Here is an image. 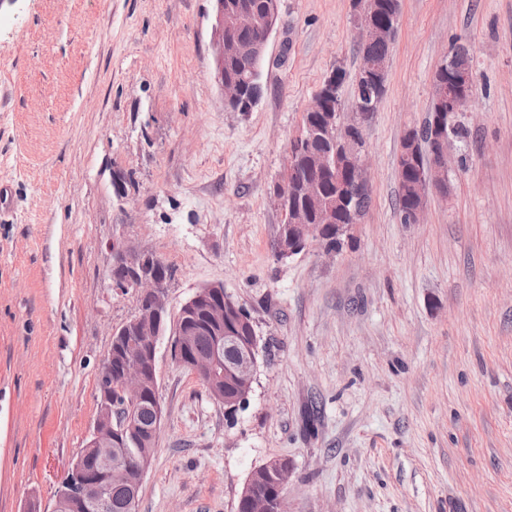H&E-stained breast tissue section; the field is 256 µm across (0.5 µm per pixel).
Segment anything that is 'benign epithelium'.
<instances>
[{
    "instance_id": "benign-epithelium-1",
    "label": "benign epithelium",
    "mask_w": 512,
    "mask_h": 512,
    "mask_svg": "<svg viewBox=\"0 0 512 512\" xmlns=\"http://www.w3.org/2000/svg\"><path fill=\"white\" fill-rule=\"evenodd\" d=\"M216 75L224 93V106L233 112H249L254 104L246 101L243 81H252L257 68L267 54L270 37L279 20V0H268L266 14L257 19L245 8L227 12L224 0H214ZM353 22L359 35L358 54L360 66L357 79H371L376 87L384 85L389 59L377 58L365 54V48L373 42L391 44L397 18L379 21L375 6L371 0H352ZM260 28L262 34L251 42H243L237 33L248 29ZM239 59L246 62L244 79L224 80V61ZM475 74L472 69L459 67L454 56H447L439 66V75L434 78L432 88V110L429 121L419 129H408L401 140L400 157L417 167V176L411 182L413 206L403 215L405 224L422 223L429 191L433 190L441 197L448 196V173L452 168L458 150V140L454 134L457 124L471 114V103L475 87ZM334 84L319 90L305 108V112H319L322 119L319 126H307L308 138L320 136L336 143V134H341V145L346 160L338 162L325 155L316 161V174L304 177L299 174L297 165L290 161L281 179L270 192V204L279 212L287 215V224L282 230L279 252L282 258H291L312 246L319 245L323 224H311L305 214L287 205V196L294 192L314 202L320 199L323 180L329 179L336 184V197L347 202L352 197L365 196L370 188L368 165V147L363 133L367 119L376 111L379 97L370 102H353V112L342 111L341 99L331 102ZM114 263L127 266L135 261H158V258L145 253L133 243L112 242ZM138 294L150 299V307L144 310L145 316H159L168 309V296L153 277L142 276L134 284ZM209 298L206 311V326L218 336V345L227 346L234 351L233 358L223 362L221 356L190 363L192 372L210 384L229 377L235 390L218 397L224 402V413L232 416L243 407L252 391L258 370L259 340L257 336H229L224 334V326H239L247 322L242 306L230 297L224 296V286L212 284L197 290L182 305V313L188 321L176 332L175 346L185 347L190 338L197 335L200 327L189 322L200 299ZM147 347L128 357L120 373V383L127 402L135 404L144 394V389L157 386V376L152 373L156 366V339L160 333L151 330ZM116 406L112 403V386L102 388L97 398V415L93 428L87 437L86 447L112 448V433ZM270 476L272 489L261 491L248 477L239 499L248 503V512H288V504L283 488L288 482L292 464L284 458H274L261 465ZM147 466L131 474L127 471L118 475L112 472V457L99 455L100 476L88 477L74 485L57 492L53 512H110L112 484L130 489L129 512H136L137 495Z\"/></svg>"
}]
</instances>
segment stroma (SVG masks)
<instances>
[{"mask_svg": "<svg viewBox=\"0 0 512 512\" xmlns=\"http://www.w3.org/2000/svg\"><path fill=\"white\" fill-rule=\"evenodd\" d=\"M214 22L213 0H0V512H52L84 449L136 306L109 286L121 235L172 268L170 315L220 283L263 346L230 421L159 340L137 512H235L273 458L293 465L288 512H512V0H400L364 128L370 206L337 253L290 261L268 196L333 69L352 100V0H280L249 112L224 106ZM456 44L477 76L469 135L447 197L405 224L401 139Z\"/></svg>", "mask_w": 512, "mask_h": 512, "instance_id": "1", "label": "stroma"}]
</instances>
